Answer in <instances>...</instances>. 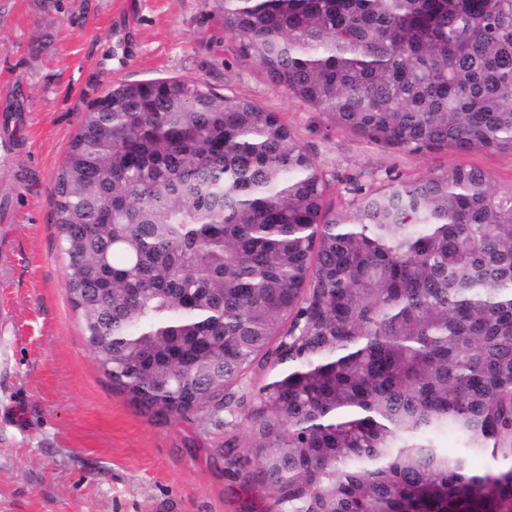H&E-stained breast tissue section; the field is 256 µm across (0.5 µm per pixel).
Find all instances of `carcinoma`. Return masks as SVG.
Returning <instances> with one entry per match:
<instances>
[{
    "instance_id": "cac0c4a2",
    "label": "carcinoma",
    "mask_w": 512,
    "mask_h": 512,
    "mask_svg": "<svg viewBox=\"0 0 512 512\" xmlns=\"http://www.w3.org/2000/svg\"><path fill=\"white\" fill-rule=\"evenodd\" d=\"M212 2L242 57L370 142L512 150V0ZM329 193L277 112L112 86L55 179L98 367L178 418L271 365L246 448L277 512H512V186L460 166L350 211Z\"/></svg>"
}]
</instances>
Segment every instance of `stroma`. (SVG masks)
Segmentation results:
<instances>
[{"label":"stroma","instance_id":"1","mask_svg":"<svg viewBox=\"0 0 512 512\" xmlns=\"http://www.w3.org/2000/svg\"><path fill=\"white\" fill-rule=\"evenodd\" d=\"M210 0H0V512H275L244 446L267 368L212 416H154L113 389L65 289L55 175L89 105L120 82L194 81L279 113L335 206L434 169L473 165L512 185V152L431 153L368 142L271 84L221 38Z\"/></svg>","mask_w":512,"mask_h":512}]
</instances>
